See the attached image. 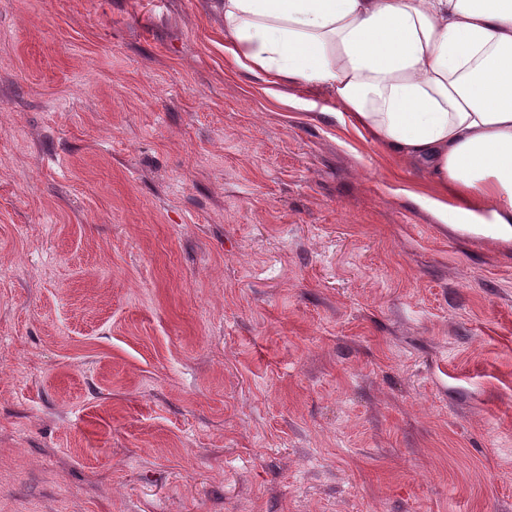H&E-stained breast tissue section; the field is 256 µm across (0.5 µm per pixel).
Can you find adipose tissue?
Listing matches in <instances>:
<instances>
[{
    "label": "adipose tissue",
    "mask_w": 512,
    "mask_h": 512,
    "mask_svg": "<svg viewBox=\"0 0 512 512\" xmlns=\"http://www.w3.org/2000/svg\"><path fill=\"white\" fill-rule=\"evenodd\" d=\"M224 50L273 85L325 90L429 172L427 204L512 240V0H217Z\"/></svg>",
    "instance_id": "adipose-tissue-1"
}]
</instances>
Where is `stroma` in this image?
Listing matches in <instances>:
<instances>
[{
  "mask_svg": "<svg viewBox=\"0 0 512 512\" xmlns=\"http://www.w3.org/2000/svg\"><path fill=\"white\" fill-rule=\"evenodd\" d=\"M337 110L213 0H0V512H512V241Z\"/></svg>",
  "mask_w": 512,
  "mask_h": 512,
  "instance_id": "obj_1",
  "label": "stroma"
}]
</instances>
